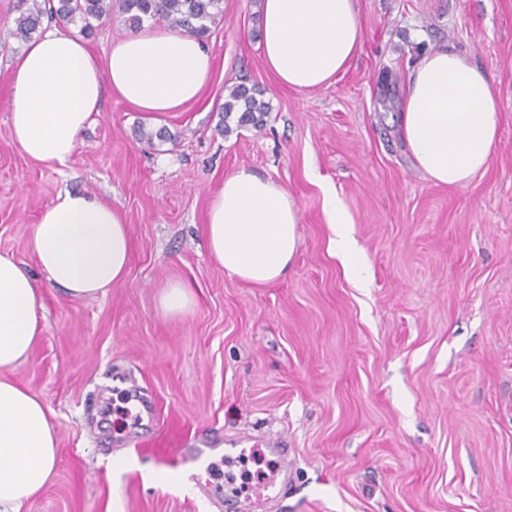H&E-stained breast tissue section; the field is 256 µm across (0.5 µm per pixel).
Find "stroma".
Masks as SVG:
<instances>
[{"label": "stroma", "mask_w": 512, "mask_h": 512, "mask_svg": "<svg viewBox=\"0 0 512 512\" xmlns=\"http://www.w3.org/2000/svg\"><path fill=\"white\" fill-rule=\"evenodd\" d=\"M17 6L0 0V253L33 274L44 332L11 376L54 411L59 438L51 481L20 512H225L222 449L275 447L292 482L268 502L252 479L253 512H512V0H355L359 54L309 92L267 69L260 0H224L199 97L154 114L105 94L64 167L11 137ZM441 46L487 73L501 112L486 170L460 187L416 169L398 126L410 65ZM240 83L271 110L224 136V92ZM240 167L300 213L295 258L266 286L226 274L206 244L209 205ZM66 190L128 227V273L94 300L53 287L31 250ZM330 190L364 284L331 248ZM176 282L191 301L171 314L160 296ZM189 448L216 454L197 468ZM119 455L136 464L116 475ZM156 467L191 483H150Z\"/></svg>", "instance_id": "35a3bbf8"}]
</instances>
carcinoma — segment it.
<instances>
[{
	"instance_id": "obj_1",
	"label": "carcinoma",
	"mask_w": 512,
	"mask_h": 512,
	"mask_svg": "<svg viewBox=\"0 0 512 512\" xmlns=\"http://www.w3.org/2000/svg\"><path fill=\"white\" fill-rule=\"evenodd\" d=\"M45 16L79 24L86 33L92 32L94 23L110 25L116 18L134 32L147 24L165 22L173 29H183L202 39L224 18V0H29L27 9L15 19L13 35L21 41L31 40ZM221 110L222 132L227 135L234 127H262L270 105L261 91L236 85L228 89Z\"/></svg>"
}]
</instances>
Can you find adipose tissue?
I'll return each mask as SVG.
<instances>
[{
    "label": "adipose tissue",
    "mask_w": 512,
    "mask_h": 512,
    "mask_svg": "<svg viewBox=\"0 0 512 512\" xmlns=\"http://www.w3.org/2000/svg\"><path fill=\"white\" fill-rule=\"evenodd\" d=\"M262 54L284 85L308 91L337 80L363 41L354 0H262ZM212 59L194 35L154 31L117 40L104 60L74 30L54 28L16 57L9 125L26 156L71 162L82 132L113 92L142 112H173L196 100ZM399 128L415 165L436 184L467 185L490 161L498 98L486 73L440 47L408 72ZM332 245L348 271L363 267L335 193L326 196ZM300 216L277 181L242 167L224 178L206 224L208 250L224 270L264 286L281 280L298 244ZM31 248L49 283L94 299L123 280L130 239L121 214L96 196L64 192L35 224ZM42 296L30 271L0 253V512H18L52 479L58 451L53 411L6 375L43 332Z\"/></svg>",
    "instance_id": "obj_1"
}]
</instances>
